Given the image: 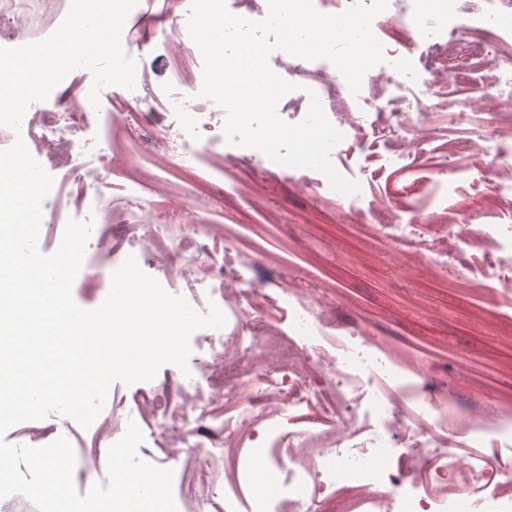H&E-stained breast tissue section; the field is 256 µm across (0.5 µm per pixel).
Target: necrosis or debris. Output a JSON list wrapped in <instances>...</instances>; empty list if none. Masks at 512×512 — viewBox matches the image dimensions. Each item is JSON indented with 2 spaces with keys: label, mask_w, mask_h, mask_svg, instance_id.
Instances as JSON below:
<instances>
[{
  "label": "necrosis or debris",
  "mask_w": 512,
  "mask_h": 512,
  "mask_svg": "<svg viewBox=\"0 0 512 512\" xmlns=\"http://www.w3.org/2000/svg\"><path fill=\"white\" fill-rule=\"evenodd\" d=\"M191 0H157L129 15L123 46L148 43L170 66L166 86L147 63L117 112L94 111L86 70L36 102L20 131L0 126V149L23 137L54 178L43 238L61 240L68 219L93 218L86 246L88 297L106 289L129 251L170 294L199 312L217 305L222 329L193 333L189 375L134 393L116 390L92 432L68 418L21 444L66 436L75 482L102 470L128 422L148 430L169 460L193 459L194 498L178 512H512V399L504 382L449 381L420 336L395 332L373 301H351L329 281L299 287L309 225L283 228L259 208L263 182L328 209L367 244L424 256L464 285L472 304L512 326V0H388L372 29L387 60L351 95L327 60L281 53L271 68L303 85L278 103L288 123L306 115L314 90L344 135L330 159L360 191L343 195L319 172L272 162L229 144L226 111L198 98L196 47L179 29ZM412 61L417 82L392 66ZM473 144L484 169L459 152ZM153 220L144 223V212ZM469 229L445 249L454 226ZM468 449L466 463L449 449Z\"/></svg>",
  "instance_id": "obj_1"
}]
</instances>
